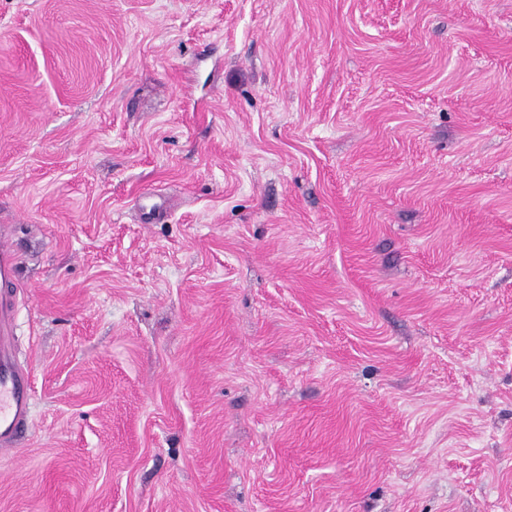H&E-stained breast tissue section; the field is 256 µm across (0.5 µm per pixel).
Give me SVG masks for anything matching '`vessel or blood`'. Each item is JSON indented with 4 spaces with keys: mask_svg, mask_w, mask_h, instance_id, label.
<instances>
[{
    "mask_svg": "<svg viewBox=\"0 0 512 512\" xmlns=\"http://www.w3.org/2000/svg\"><path fill=\"white\" fill-rule=\"evenodd\" d=\"M17 261L13 252L0 248V448L9 449L31 417L30 374L15 353V302Z\"/></svg>",
    "mask_w": 512,
    "mask_h": 512,
    "instance_id": "obj_1",
    "label": "vessel or blood"
}]
</instances>
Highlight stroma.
I'll list each match as a JSON object with an SVG mask.
<instances>
[{
	"mask_svg": "<svg viewBox=\"0 0 512 512\" xmlns=\"http://www.w3.org/2000/svg\"><path fill=\"white\" fill-rule=\"evenodd\" d=\"M0 226V512H512V0H0ZM17 261L13 252L0 248V451L10 449L31 417L30 373L15 353V302Z\"/></svg>",
	"mask_w": 512,
	"mask_h": 512,
	"instance_id": "1",
	"label": "stroma"
}]
</instances>
